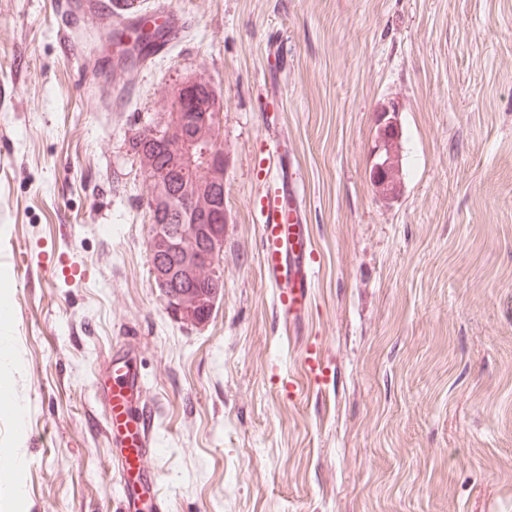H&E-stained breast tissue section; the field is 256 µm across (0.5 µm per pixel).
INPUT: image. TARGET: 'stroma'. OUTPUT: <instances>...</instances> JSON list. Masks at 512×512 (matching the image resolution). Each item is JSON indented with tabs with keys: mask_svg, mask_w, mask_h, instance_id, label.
<instances>
[{
	"mask_svg": "<svg viewBox=\"0 0 512 512\" xmlns=\"http://www.w3.org/2000/svg\"><path fill=\"white\" fill-rule=\"evenodd\" d=\"M0 0V291L18 366L0 512H116L94 380L132 355L168 512H512V0ZM183 35L124 59L113 29ZM224 101V294L174 320L131 152L167 89ZM397 106L405 179L370 180ZM291 158L314 248L300 328L256 217ZM65 256L81 277L57 275ZM319 351L324 378L303 368ZM22 486L15 496L14 486ZM161 19L163 27L162 39L155 47V52L158 54L162 53L174 40L179 38L184 28L179 15L175 13H166Z\"/></svg>",
	"mask_w": 512,
	"mask_h": 512,
	"instance_id": "obj_1",
	"label": "stroma"
}]
</instances>
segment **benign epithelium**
<instances>
[{
    "mask_svg": "<svg viewBox=\"0 0 512 512\" xmlns=\"http://www.w3.org/2000/svg\"><path fill=\"white\" fill-rule=\"evenodd\" d=\"M169 111L152 127L166 144L169 163L157 168L152 159L138 155L140 172L150 188L154 210L179 213L180 223L158 224L151 232L150 248L163 251L170 246L180 253V262L169 266L155 260L152 278L173 317L191 326L207 323L218 297L202 287L204 274H219L224 255V176L227 158L216 145L224 123V104L205 74L187 77L169 93ZM180 189L172 193L171 182ZM187 285L170 290L171 282Z\"/></svg>",
    "mask_w": 512,
    "mask_h": 512,
    "instance_id": "benign-epithelium-1",
    "label": "benign epithelium"
}]
</instances>
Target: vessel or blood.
<instances>
[{
	"label": "vessel or blood",
	"instance_id": "vessel-or-blood-1",
	"mask_svg": "<svg viewBox=\"0 0 512 512\" xmlns=\"http://www.w3.org/2000/svg\"><path fill=\"white\" fill-rule=\"evenodd\" d=\"M162 39L156 46L164 51L180 37L179 15L164 14ZM257 222L267 274L278 290L277 303L293 324H300L308 310L313 270L308 263L310 238L303 222L302 196L295 180L281 177L261 204ZM108 404V421L118 454L119 512H135L136 491L154 492L155 474L150 467L152 430L142 382L129 360L115 364L102 386Z\"/></svg>",
	"mask_w": 512,
	"mask_h": 512
}]
</instances>
